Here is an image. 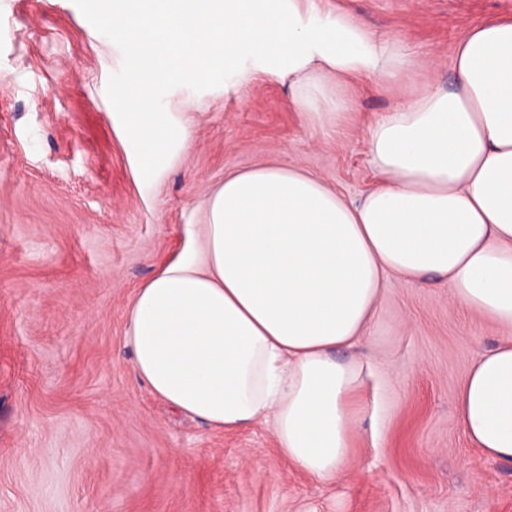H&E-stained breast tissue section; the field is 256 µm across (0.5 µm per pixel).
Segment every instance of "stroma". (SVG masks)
Masks as SVG:
<instances>
[{
	"instance_id": "1",
	"label": "stroma",
	"mask_w": 512,
	"mask_h": 512,
	"mask_svg": "<svg viewBox=\"0 0 512 512\" xmlns=\"http://www.w3.org/2000/svg\"><path fill=\"white\" fill-rule=\"evenodd\" d=\"M452 88L455 40L512 0H326ZM103 0H0V512H512V463L480 453L454 398L512 330L442 281L391 278L369 329L365 410L334 482L296 471L268 425L211 429L135 375L124 344L136 288L200 223L225 174L274 163L345 198L375 184L368 128L394 102L352 85L342 131L307 127L288 85L190 105V147L143 199L112 128Z\"/></svg>"
}]
</instances>
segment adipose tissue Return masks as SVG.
Segmentation results:
<instances>
[{
	"instance_id": "1",
	"label": "adipose tissue",
	"mask_w": 512,
	"mask_h": 512,
	"mask_svg": "<svg viewBox=\"0 0 512 512\" xmlns=\"http://www.w3.org/2000/svg\"><path fill=\"white\" fill-rule=\"evenodd\" d=\"M100 32L117 56L112 128L150 194L187 151L197 92L240 95L286 81L310 127H341L348 87L402 95L369 129L377 185L355 201L315 174L274 164L225 175L180 250L137 288L124 342L137 377L220 431L270 424L297 469L335 480L360 424L353 399L390 275L447 281L471 310L512 329V17L467 30L454 85L404 83L408 43L323 0H109ZM472 445L512 462V340L459 386Z\"/></svg>"
}]
</instances>
